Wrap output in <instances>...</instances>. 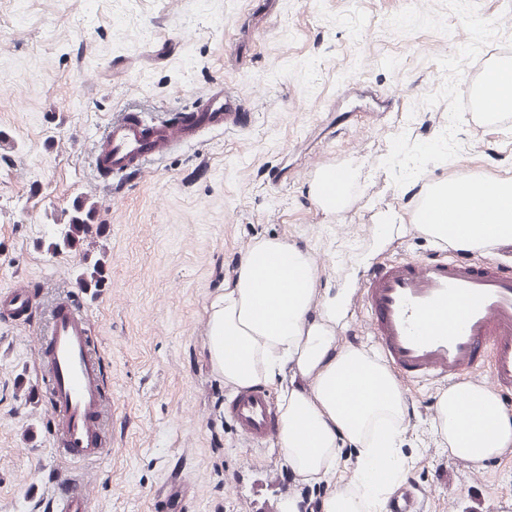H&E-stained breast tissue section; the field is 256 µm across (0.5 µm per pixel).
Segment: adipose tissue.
Listing matches in <instances>:
<instances>
[{
	"mask_svg": "<svg viewBox=\"0 0 512 512\" xmlns=\"http://www.w3.org/2000/svg\"><path fill=\"white\" fill-rule=\"evenodd\" d=\"M425 231L475 250L512 236V179L474 178L462 193L431 187ZM315 268L309 255L278 239L257 243L234 284L207 309L206 352L212 370L237 387L263 386L295 371L306 387H279L282 459L302 481H331L340 441L357 450L356 491L332 493L324 512H382L402 470L391 449L405 399L391 371L362 350L337 349L335 306L313 312ZM435 429L453 455L481 462L512 447V416L490 390L451 387L439 400Z\"/></svg>",
	"mask_w": 512,
	"mask_h": 512,
	"instance_id": "adipose-tissue-1",
	"label": "adipose tissue"
}]
</instances>
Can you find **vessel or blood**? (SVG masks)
Here are the masks:
<instances>
[{"mask_svg":"<svg viewBox=\"0 0 512 512\" xmlns=\"http://www.w3.org/2000/svg\"><path fill=\"white\" fill-rule=\"evenodd\" d=\"M253 122L240 97L219 85L172 121L129 111L113 114L96 139L93 163L99 172L118 178L194 142L203 130L245 131ZM360 289L367 333L382 361L402 378L453 386L485 364L487 387L512 400V270L451 249L379 263L364 274ZM31 304L27 288L1 292L0 316L20 320ZM90 334L84 308L66 296L53 305L49 328L38 339L58 453L74 462H92L105 453L108 404ZM224 415L251 444L266 443L278 433V414L266 390H238ZM48 503L51 512H91L87 490L74 478L57 479Z\"/></svg>","mask_w":512,"mask_h":512,"instance_id":"vessel-or-blood-1","label":"vessel or blood"}]
</instances>
